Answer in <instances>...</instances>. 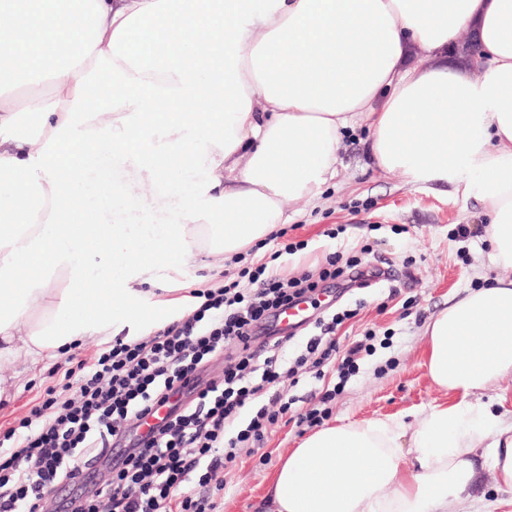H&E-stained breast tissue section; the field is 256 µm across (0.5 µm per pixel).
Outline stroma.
Segmentation results:
<instances>
[{
	"label": "stroma",
	"instance_id": "stroma-1",
	"mask_svg": "<svg viewBox=\"0 0 512 512\" xmlns=\"http://www.w3.org/2000/svg\"><path fill=\"white\" fill-rule=\"evenodd\" d=\"M367 126L348 129L336 164V177L310 203L293 202L283 238L269 242L244 259L243 266L267 264L270 272L318 276L329 257L360 259L363 282L338 278L321 282L315 295L318 315L356 310L337 331L339 348L369 340L358 369L329 404L330 419L350 421L409 414L443 400L424 363V327L467 290L497 278H512V268L494 262L486 240L489 222L483 203L444 183H406L371 160ZM128 165L105 157L88 167L85 186L96 191L94 207L102 223L137 224L144 211L161 221L151 201L136 205L111 202L106 189L133 176ZM298 244L284 253L285 244ZM153 284L141 300L149 313L181 301L193 289L214 288L241 266L154 257ZM390 270L389 280L373 282L376 269ZM66 356L36 364H17L20 380L1 396L0 424L26 416L47 386L61 382L58 367ZM309 432L287 418L268 426L263 445L244 449L229 469L223 512H254L270 479L289 449Z\"/></svg>",
	"mask_w": 512,
	"mask_h": 512
}]
</instances>
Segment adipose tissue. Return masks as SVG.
<instances>
[{
    "instance_id": "1",
    "label": "adipose tissue",
    "mask_w": 512,
    "mask_h": 512,
    "mask_svg": "<svg viewBox=\"0 0 512 512\" xmlns=\"http://www.w3.org/2000/svg\"><path fill=\"white\" fill-rule=\"evenodd\" d=\"M464 30L476 73L454 57ZM34 78L49 94L16 106ZM358 123L379 168L476 194L512 266V0H0V366L120 334L152 281L144 257L246 253L289 202L320 197ZM101 147L137 171L119 201L177 196L167 223H60ZM169 158L185 181H158ZM425 336L446 401L310 433L259 512H444L470 498L480 454L512 495V421L476 400L512 376V279L467 291Z\"/></svg>"
}]
</instances>
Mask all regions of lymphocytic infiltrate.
<instances>
[{"label":"lymphocytic infiltrate","mask_w":512,"mask_h":512,"mask_svg":"<svg viewBox=\"0 0 512 512\" xmlns=\"http://www.w3.org/2000/svg\"><path fill=\"white\" fill-rule=\"evenodd\" d=\"M329 265L318 278H288L266 265L241 270L239 280L202 291L190 290L194 310L156 330L147 339L115 340L69 369L66 381L48 387L29 414L0 429V512H38L44 498L70 487L55 512H219L218 493L238 448L263 444L265 428L296 404L282 382L298 385L300 368L325 379L336 365L339 381L323 388L297 421L314 427L328 415L342 384L356 371L357 342L338 353L336 328L351 311L317 319L293 364L280 336L264 349L252 348L261 324L300 297H312L321 281L339 277ZM224 357L222 375L198 390L194 401L179 398L198 371ZM168 416L148 435L137 424L153 405ZM110 465V478L85 489L77 478L88 462Z\"/></svg>","instance_id":"f902f5d3"}]
</instances>
